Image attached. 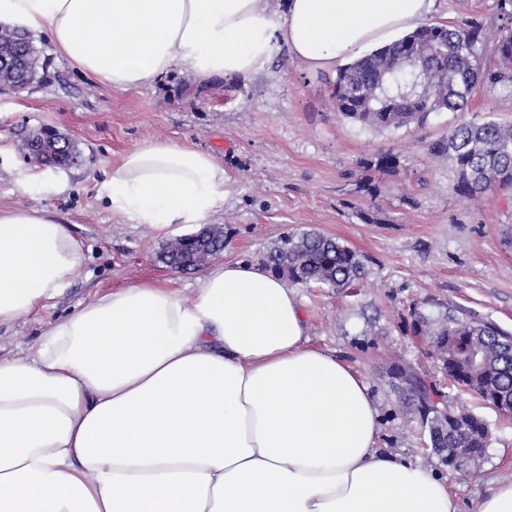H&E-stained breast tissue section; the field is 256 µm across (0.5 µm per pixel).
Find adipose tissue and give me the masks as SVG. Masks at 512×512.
<instances>
[{"mask_svg":"<svg viewBox=\"0 0 512 512\" xmlns=\"http://www.w3.org/2000/svg\"><path fill=\"white\" fill-rule=\"evenodd\" d=\"M435 0H0L98 83L150 88L311 69L399 40ZM228 177L166 141L128 151L103 193L134 224H210ZM82 249L46 210L0 209V325L62 294ZM380 412L345 361L308 345L294 289L264 265L209 269L192 301L153 284L58 318L0 357V512H458L434 470L378 448Z\"/></svg>","mask_w":512,"mask_h":512,"instance_id":"ef3b65f1","label":"adipose tissue"}]
</instances>
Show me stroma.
I'll list each match as a JSON object with an SVG mask.
<instances>
[{"label":"stroma","instance_id":"1","mask_svg":"<svg viewBox=\"0 0 512 512\" xmlns=\"http://www.w3.org/2000/svg\"><path fill=\"white\" fill-rule=\"evenodd\" d=\"M496 4L437 0L429 19L453 26L478 20L492 33L501 23ZM34 43L43 51L40 74L51 86L0 93V208L50 211L80 241L84 267L63 296L0 325L1 357L30 354L56 318L106 291L156 282L193 298L202 270L171 271L159 254L197 225L133 224L100 197L124 153L166 140L211 154L229 176V196L215 218L227 243L211 265L262 262L279 236L310 229L365 257L366 274L354 287L337 292L300 285L296 292L310 345L342 357L378 403L380 448L423 464L434 460L417 424L403 417L389 374L392 364H409L442 384L450 405L473 410L489 425V446L471 475L437 468L459 512H477L498 484L512 481V417L446 385L426 343L409 327L416 308L433 317L470 312L512 331V247L502 242L512 224V193L458 197L448 162L422 147L447 134L457 113H433L421 128L362 126L336 110L335 71L305 69L280 46L263 70L244 78L203 86L177 68L154 87L120 90L61 61L46 36ZM40 128L65 135L81 152L77 166L55 170L66 185L59 194L33 180L37 167L18 149L24 131ZM388 150L405 162L370 196L359 188L363 164Z\"/></svg>","mask_w":512,"mask_h":512}]
</instances>
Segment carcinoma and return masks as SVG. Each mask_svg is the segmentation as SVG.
<instances>
[{"label":"carcinoma","mask_w":512,"mask_h":512,"mask_svg":"<svg viewBox=\"0 0 512 512\" xmlns=\"http://www.w3.org/2000/svg\"><path fill=\"white\" fill-rule=\"evenodd\" d=\"M507 23L488 42L484 25L466 27L423 23L400 40L339 69L333 98L340 114L375 129L424 125L434 112H459L461 118L448 134L426 144L427 153L448 160L454 190L474 198L498 189L512 191V125H502L486 114L467 117L465 108L476 90L488 95H512V0H497ZM39 51L25 30L0 24V88L27 89L36 80ZM56 131L40 129L20 140L19 148L34 163L69 168L79 163L75 145L59 146ZM399 156L379 154L373 167L387 175L396 173ZM226 233L212 226L200 237H176L166 244L160 260L182 272L200 267L220 254ZM264 265L274 274L303 286L342 290L365 274L361 255L335 238L316 230L289 232L274 242ZM410 330L428 341L429 355L448 375L463 376L471 393L495 408H512V333L475 316L446 313L435 319L418 309L410 312ZM472 349L482 365L469 374L464 357ZM393 378L408 395L405 416L418 419L428 431L442 464L446 448L455 471L469 472L464 458L475 448H485L489 426L465 409H453L435 384L412 368L396 365Z\"/></svg>","instance_id":"cac0c4a2"}]
</instances>
